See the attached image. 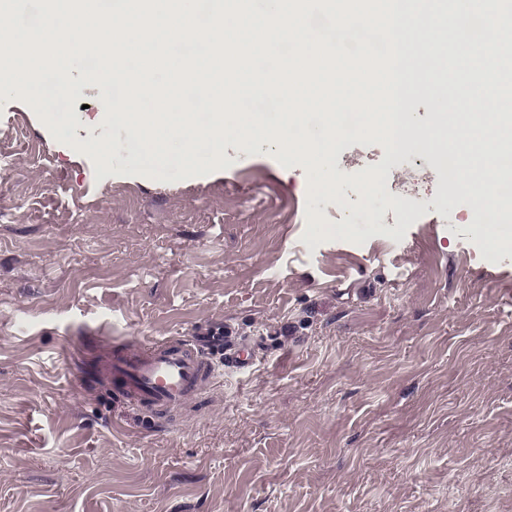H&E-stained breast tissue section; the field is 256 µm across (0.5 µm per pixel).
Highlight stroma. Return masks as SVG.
Segmentation results:
<instances>
[{
    "mask_svg": "<svg viewBox=\"0 0 512 512\" xmlns=\"http://www.w3.org/2000/svg\"><path fill=\"white\" fill-rule=\"evenodd\" d=\"M430 84L409 96L433 127ZM0 97V512H512V244L418 154L340 224L268 145L163 180L121 127L111 170ZM387 163L344 140L336 172ZM214 334L257 353L168 420L101 383V346Z\"/></svg>",
    "mask_w": 512,
    "mask_h": 512,
    "instance_id": "obj_1",
    "label": "stroma"
}]
</instances>
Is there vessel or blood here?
<instances>
[{"label":"vessel or blood","mask_w":512,"mask_h":512,"mask_svg":"<svg viewBox=\"0 0 512 512\" xmlns=\"http://www.w3.org/2000/svg\"><path fill=\"white\" fill-rule=\"evenodd\" d=\"M256 360L250 349L239 344L217 362L197 342L172 336L139 348L103 346L98 371L126 403L165 418L221 381L225 367L242 371Z\"/></svg>","instance_id":"1"}]
</instances>
